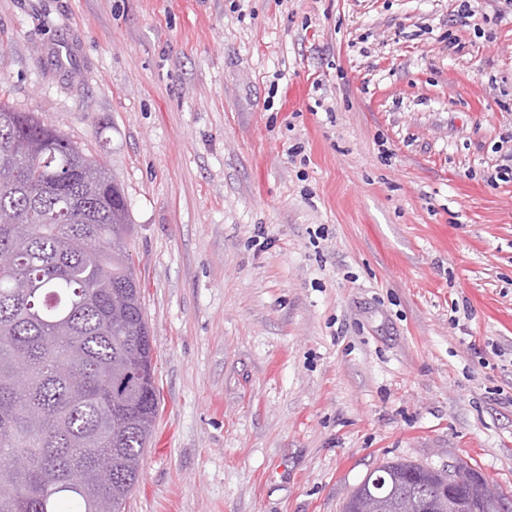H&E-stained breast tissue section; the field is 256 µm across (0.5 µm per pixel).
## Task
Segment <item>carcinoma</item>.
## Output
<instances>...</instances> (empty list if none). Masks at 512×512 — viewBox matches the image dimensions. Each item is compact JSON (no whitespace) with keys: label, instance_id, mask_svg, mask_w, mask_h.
I'll return each mask as SVG.
<instances>
[{"label":"carcinoma","instance_id":"cac0c4a2","mask_svg":"<svg viewBox=\"0 0 512 512\" xmlns=\"http://www.w3.org/2000/svg\"><path fill=\"white\" fill-rule=\"evenodd\" d=\"M130 223L99 159L0 104V512L123 509L139 480L158 403ZM379 475L382 512H443L445 476L406 459L363 478L343 512ZM506 500L465 512H509Z\"/></svg>","mask_w":512,"mask_h":512}]
</instances>
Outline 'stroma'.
Returning a JSON list of instances; mask_svg holds the SVG:
<instances>
[{
    "mask_svg": "<svg viewBox=\"0 0 512 512\" xmlns=\"http://www.w3.org/2000/svg\"><path fill=\"white\" fill-rule=\"evenodd\" d=\"M0 0V103L122 185L159 412L125 512L512 500V0ZM378 475L386 480L385 494L393 489L381 512H448L442 510L445 504L435 494L445 476L406 459L386 461L363 478L346 499L344 512H356L358 500L374 490L371 484Z\"/></svg>",
    "mask_w": 512,
    "mask_h": 512,
    "instance_id": "1",
    "label": "stroma"
}]
</instances>
